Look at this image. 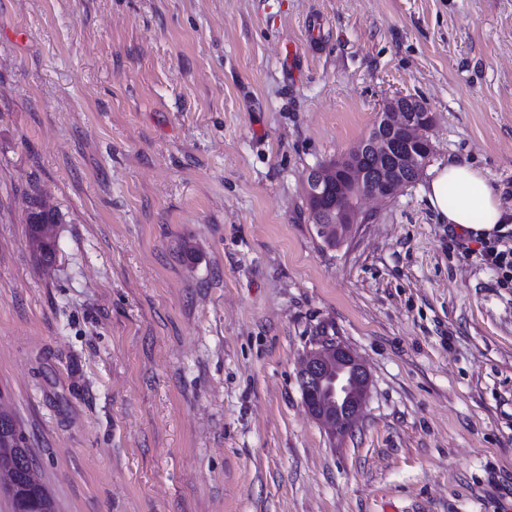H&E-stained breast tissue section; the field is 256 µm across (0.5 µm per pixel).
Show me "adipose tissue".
<instances>
[{
	"instance_id": "obj_1",
	"label": "adipose tissue",
	"mask_w": 512,
	"mask_h": 512,
	"mask_svg": "<svg viewBox=\"0 0 512 512\" xmlns=\"http://www.w3.org/2000/svg\"><path fill=\"white\" fill-rule=\"evenodd\" d=\"M424 194L442 223L457 225L475 239L490 237L512 223V209L504 208L482 172L466 163L436 167Z\"/></svg>"
}]
</instances>
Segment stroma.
I'll list each match as a JSON object with an SVG mask.
<instances>
[{
  "label": "stroma",
  "instance_id": "35a3bbf8",
  "mask_svg": "<svg viewBox=\"0 0 512 512\" xmlns=\"http://www.w3.org/2000/svg\"><path fill=\"white\" fill-rule=\"evenodd\" d=\"M393 95L512 208V0H0V404L58 512H512V277L426 172L309 219ZM323 338L370 376L335 438ZM39 212V216L42 217L43 224H49L48 230L52 231L51 234H46L42 240V243L39 244L38 250L39 255L44 261H50L56 253V236L54 233V224H57V218L54 213L51 211H47L43 209L42 205L35 199L31 203V209L29 210V214L27 215V220L29 221V215L32 212ZM336 367V377L332 369ZM298 383L312 417L333 436H343L355 425L366 400L369 375L361 361L344 346L322 343L300 364ZM318 390V394L315 392ZM314 393L318 399L310 404ZM344 408L341 418V408ZM336 409V416L334 410Z\"/></svg>",
  "mask_w": 512,
  "mask_h": 512
}]
</instances>
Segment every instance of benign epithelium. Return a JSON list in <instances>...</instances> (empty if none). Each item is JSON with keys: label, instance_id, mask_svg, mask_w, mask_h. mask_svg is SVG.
Returning a JSON list of instances; mask_svg holds the SVG:
<instances>
[{"label": "benign epithelium", "instance_id": "1", "mask_svg": "<svg viewBox=\"0 0 512 512\" xmlns=\"http://www.w3.org/2000/svg\"><path fill=\"white\" fill-rule=\"evenodd\" d=\"M433 121V112L421 99L388 97L367 137L341 158L308 172L305 193L311 209L319 223L336 230V240L347 238L362 223L358 199H389L410 184L404 172L420 177L433 153L426 135ZM298 383L304 397L316 393L318 402L306 404L312 417L331 435L343 436L359 417L369 375L349 349L322 343L300 364Z\"/></svg>", "mask_w": 512, "mask_h": 512}]
</instances>
